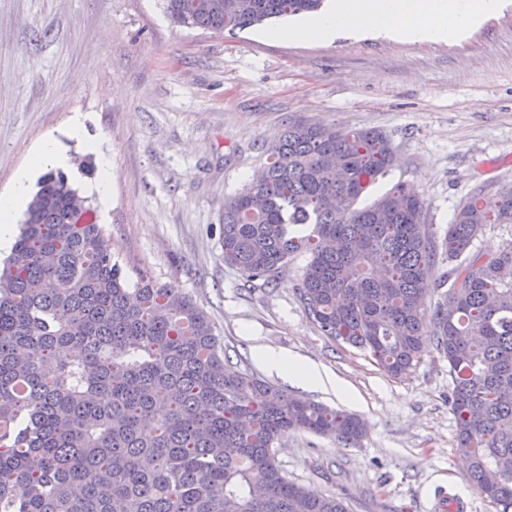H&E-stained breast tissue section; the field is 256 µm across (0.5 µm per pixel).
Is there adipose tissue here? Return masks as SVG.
Segmentation results:
<instances>
[{
    "label": "adipose tissue",
    "mask_w": 512,
    "mask_h": 512,
    "mask_svg": "<svg viewBox=\"0 0 512 512\" xmlns=\"http://www.w3.org/2000/svg\"><path fill=\"white\" fill-rule=\"evenodd\" d=\"M505 0H335L326 13L291 28L296 38L332 40L345 31L376 30L411 40L446 42L464 37L482 18L501 10ZM268 368L308 388L331 385L315 365L268 349Z\"/></svg>",
    "instance_id": "adipose-tissue-1"
}]
</instances>
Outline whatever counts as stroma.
Segmentation results:
<instances>
[{
  "mask_svg": "<svg viewBox=\"0 0 512 512\" xmlns=\"http://www.w3.org/2000/svg\"><path fill=\"white\" fill-rule=\"evenodd\" d=\"M293 23L216 34L174 24L163 0H0V194L47 135L86 188L78 163L97 142L112 163L110 205L88 200L128 274L144 268L189 293L241 369L366 421L356 446L288 434L277 456L290 480L336 494L350 512H439L446 493L463 512H496L455 452L448 361L433 340L411 375L388 376L307 316L308 254L253 288L225 266L220 233L225 199L292 122L385 133L396 161L364 203L407 183L438 233L476 186L512 180V6L457 43L299 40L283 34ZM77 113L80 139L67 134ZM262 347L315 364L347 397L267 369Z\"/></svg>",
  "mask_w": 512,
  "mask_h": 512,
  "instance_id": "1",
  "label": "stroma"
}]
</instances>
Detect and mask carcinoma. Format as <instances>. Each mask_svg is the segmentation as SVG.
I'll return each instance as SVG.
<instances>
[{
	"instance_id": "obj_1",
	"label": "carcinoma",
	"mask_w": 512,
	"mask_h": 512,
	"mask_svg": "<svg viewBox=\"0 0 512 512\" xmlns=\"http://www.w3.org/2000/svg\"><path fill=\"white\" fill-rule=\"evenodd\" d=\"M176 24L222 34L315 13L324 0H163ZM377 130L290 123L269 161L224 200L222 257L267 286L309 254L300 301L320 333L393 378L425 336L448 360L455 451L479 494L512 512V225L477 188L439 237L403 182L359 200L394 163ZM0 269V512H349L288 479L276 445L296 430L357 444L359 417L235 366L210 315L148 270L130 280L96 210L49 170ZM448 261L444 301L424 295Z\"/></svg>"
}]
</instances>
